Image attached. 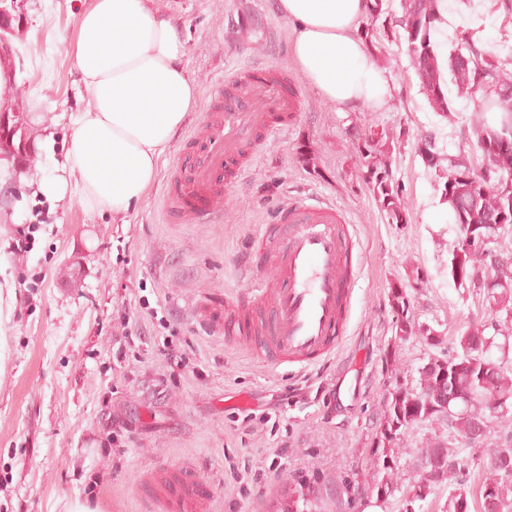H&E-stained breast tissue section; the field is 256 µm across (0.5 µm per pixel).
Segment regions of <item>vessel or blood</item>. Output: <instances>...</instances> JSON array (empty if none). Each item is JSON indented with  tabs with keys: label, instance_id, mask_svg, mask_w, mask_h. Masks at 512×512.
<instances>
[{
	"label": "vessel or blood",
	"instance_id": "b4317fda",
	"mask_svg": "<svg viewBox=\"0 0 512 512\" xmlns=\"http://www.w3.org/2000/svg\"><path fill=\"white\" fill-rule=\"evenodd\" d=\"M236 76L211 91L223 110L192 130L177 168L179 175L165 190V203L188 224H209L224 206L225 172L242 175L246 152L261 153L279 131L272 115L299 111L301 102L282 82L252 71L245 97L225 95ZM353 240L346 217L328 202H292L280 221L260 229L236 262L248 274L245 294L225 293L218 302L196 305L199 321H224L237 331L239 343L275 366L309 367L326 362L342 343L351 318L356 285ZM163 480L161 512H185L208 502L210 483L187 468Z\"/></svg>",
	"mask_w": 512,
	"mask_h": 512
}]
</instances>
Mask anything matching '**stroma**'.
<instances>
[{
	"mask_svg": "<svg viewBox=\"0 0 512 512\" xmlns=\"http://www.w3.org/2000/svg\"><path fill=\"white\" fill-rule=\"evenodd\" d=\"M83 5L25 0L26 21L12 38L15 79L0 87L32 141L22 168L0 158V267L14 286L13 297L0 299V512H70L78 499L97 512H147L156 489L142 475L187 466L213 485L205 512H288L303 500L307 512H404L422 453L438 441L454 449L477 490L482 450L435 422L406 429L393 486L384 495L377 489L374 447L390 390L416 381L418 366L453 347L475 319L494 338L493 358L512 361V314L448 273L455 226L440 175L419 151L430 134L446 153L480 161L472 125L481 116L454 90L449 116L435 112L405 40L390 31L401 0H384L375 23V61L392 100L344 112L297 71L294 25L275 0H154L180 20L198 100L145 198L121 215L38 189L48 157L64 155L71 116L91 104L72 49ZM480 6L488 34L475 46L512 72V25L499 0ZM255 66L291 79L301 111L242 177L225 180L222 219L170 220L165 188L187 130L211 110L215 85ZM368 130L392 139L386 160L407 223H388L361 179L354 135ZM304 151L314 166L302 164ZM305 199L334 202L349 218L357 286L336 356L297 372L228 343L223 324H201L193 309L205 296L244 291L233 257L261 225L277 223L282 206ZM33 222V249L17 253ZM397 285L434 339L397 336L389 302ZM241 393L254 402L253 421L224 406ZM245 465L267 469L268 478L243 493L230 469Z\"/></svg>",
	"mask_w": 512,
	"mask_h": 512,
	"instance_id": "1",
	"label": "stroma"
}]
</instances>
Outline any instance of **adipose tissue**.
I'll use <instances>...</instances> for the list:
<instances>
[{
    "mask_svg": "<svg viewBox=\"0 0 512 512\" xmlns=\"http://www.w3.org/2000/svg\"><path fill=\"white\" fill-rule=\"evenodd\" d=\"M372 0H277L294 22L292 56L303 78L338 109L386 106L392 87L357 35ZM433 41L447 63L448 38L478 30L477 14L449 12L440 0ZM75 65L91 97L77 113L63 160L39 189L49 199L78 196L91 210L121 214L143 199L157 161L194 111L197 90L183 65L175 17L152 0H86L73 41Z\"/></svg>",
    "mask_w": 512,
    "mask_h": 512,
    "instance_id": "1",
    "label": "adipose tissue"
}]
</instances>
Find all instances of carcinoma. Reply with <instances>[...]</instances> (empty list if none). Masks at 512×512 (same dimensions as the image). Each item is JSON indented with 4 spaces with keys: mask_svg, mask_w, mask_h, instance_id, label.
Listing matches in <instances>:
<instances>
[{
    "mask_svg": "<svg viewBox=\"0 0 512 512\" xmlns=\"http://www.w3.org/2000/svg\"><path fill=\"white\" fill-rule=\"evenodd\" d=\"M402 15L399 28L407 42L412 65L421 88L437 111H448V97L443 90V71L433 41L437 20L438 0H401ZM448 76L458 92L468 95L478 112L492 107L502 110L503 117L498 125L482 121L474 127L476 147L483 144L497 146L492 152L488 173L484 174L469 166V160L461 156H447L439 153L435 143L424 142V153L429 167L446 172L448 179L443 182L441 197L453 212L454 224H478L484 232L497 236V225H512V183L502 175H512V76L500 71L498 63L490 55L467 48H457L448 55ZM358 152L364 158L362 179L378 199L385 216L392 224L407 223L405 208L402 206L399 186L395 185L388 165L382 161L385 134L369 132L355 134ZM448 165H443V162ZM465 266L475 274L487 262L483 250L473 248L464 252ZM391 309L395 324L402 325L404 336L416 331V324L409 314V302L403 293L390 292ZM486 325L480 322L469 324L459 337L457 347L438 357L431 356L418 367L416 384H399L386 400L385 422L398 425L399 431L436 417L441 412L442 402L436 395L448 388L455 389L461 396L460 404L450 417L442 418L448 429L462 438L469 431L473 421L481 420L487 428V442L484 446V469L486 477L479 494L490 487L509 486L512 495V464L501 459V453L512 455V425L507 416L500 414L504 402H512V377L504 366L481 370L486 361L484 345L492 344L485 334ZM448 371V378L441 379V372ZM421 468L437 473V478L427 486L432 491L444 483L455 485L448 498V512H470L466 479L449 449L437 444L425 451Z\"/></svg>",
    "mask_w": 512,
    "mask_h": 512,
    "instance_id": "cac0c4a2",
    "label": "carcinoma"
}]
</instances>
